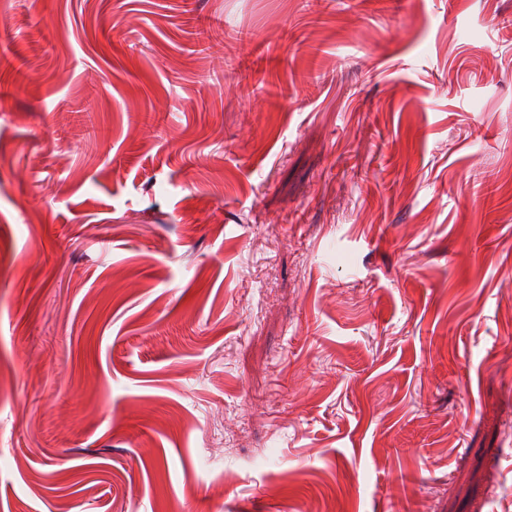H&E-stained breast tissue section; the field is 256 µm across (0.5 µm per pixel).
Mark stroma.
Instances as JSON below:
<instances>
[{"mask_svg":"<svg viewBox=\"0 0 512 512\" xmlns=\"http://www.w3.org/2000/svg\"><path fill=\"white\" fill-rule=\"evenodd\" d=\"M512 512V0H0V512Z\"/></svg>","mask_w":512,"mask_h":512,"instance_id":"35a3bbf8","label":"stroma"}]
</instances>
